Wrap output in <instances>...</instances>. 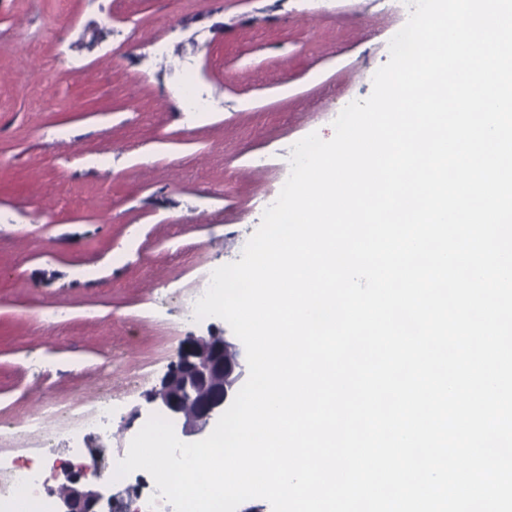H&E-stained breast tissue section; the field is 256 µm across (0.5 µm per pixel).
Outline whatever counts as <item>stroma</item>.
I'll return each mask as SVG.
<instances>
[{"label": "stroma", "mask_w": 512, "mask_h": 512, "mask_svg": "<svg viewBox=\"0 0 512 512\" xmlns=\"http://www.w3.org/2000/svg\"><path fill=\"white\" fill-rule=\"evenodd\" d=\"M405 0H0V461L126 454L186 304L240 260L293 145L372 92ZM55 404L48 434L24 414Z\"/></svg>", "instance_id": "35a3bbf8"}]
</instances>
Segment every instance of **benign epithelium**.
<instances>
[{
  "label": "benign epithelium",
  "mask_w": 512,
  "mask_h": 512,
  "mask_svg": "<svg viewBox=\"0 0 512 512\" xmlns=\"http://www.w3.org/2000/svg\"><path fill=\"white\" fill-rule=\"evenodd\" d=\"M247 365L242 347L222 332L191 336L182 345L161 389L150 397L157 414L182 420V436L204 435L215 426L243 386ZM66 483L56 494V512H115L121 503L130 509L138 489L112 488L91 482L80 470H64Z\"/></svg>",
  "instance_id": "benign-epithelium-1"
}]
</instances>
